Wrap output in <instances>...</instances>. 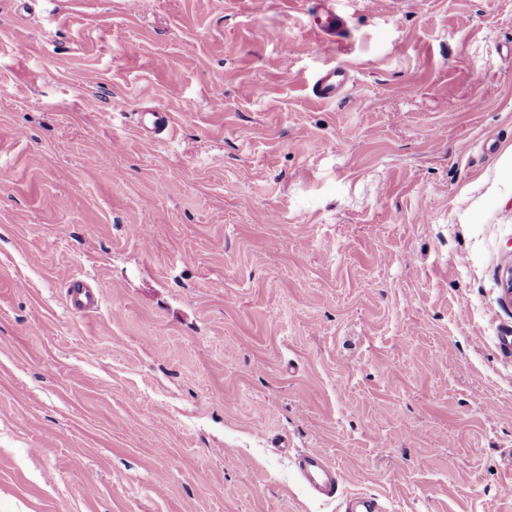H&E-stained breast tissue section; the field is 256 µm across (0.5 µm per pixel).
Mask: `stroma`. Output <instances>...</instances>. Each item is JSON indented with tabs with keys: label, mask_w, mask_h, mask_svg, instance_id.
Segmentation results:
<instances>
[{
	"label": "stroma",
	"mask_w": 512,
	"mask_h": 512,
	"mask_svg": "<svg viewBox=\"0 0 512 512\" xmlns=\"http://www.w3.org/2000/svg\"><path fill=\"white\" fill-rule=\"evenodd\" d=\"M317 3L0 0V512H512V0ZM338 0H320L321 9L313 16L312 27L323 43H337L345 29L346 19L336 8ZM350 84V69L343 66H331L323 69L316 77L313 95L325 102H335L344 96ZM66 301L68 306L80 313L95 311L100 303V293L94 290L84 278H72L66 286ZM301 476L316 493L334 498L338 494L339 472L329 457L318 448H308L296 457Z\"/></svg>",
	"instance_id": "1"
}]
</instances>
